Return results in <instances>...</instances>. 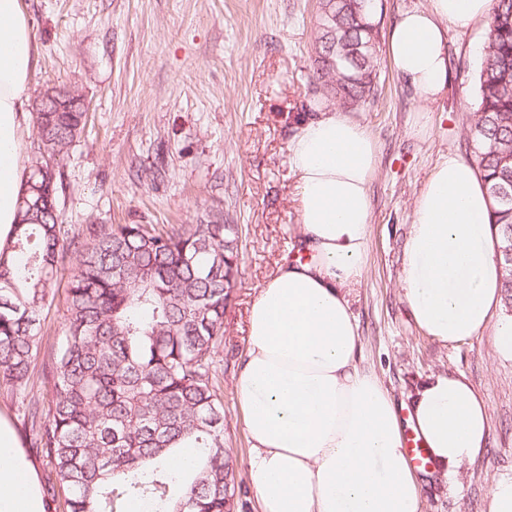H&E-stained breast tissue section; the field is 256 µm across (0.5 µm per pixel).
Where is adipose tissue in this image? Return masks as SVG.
I'll list each match as a JSON object with an SVG mask.
<instances>
[{
  "mask_svg": "<svg viewBox=\"0 0 512 512\" xmlns=\"http://www.w3.org/2000/svg\"><path fill=\"white\" fill-rule=\"evenodd\" d=\"M491 13L492 0H429L400 14L389 50L421 104L446 86L449 28L469 29ZM36 62L20 0H0V246L18 222L19 146ZM288 150L298 253L253 299L236 377L258 510L421 512L424 479L404 448V423L422 437L434 477L453 478L486 446L487 404L465 378L439 374L421 381L402 411L377 375L360 367L350 289L368 263L377 145L360 121L326 109L302 118ZM489 211L473 168L442 156L414 201L401 281L427 336L454 344L488 330L497 352L512 359V316H496L501 268ZM18 448L0 417V512H43Z\"/></svg>",
  "mask_w": 512,
  "mask_h": 512,
  "instance_id": "adipose-tissue-1",
  "label": "adipose tissue"
}]
</instances>
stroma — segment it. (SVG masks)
<instances>
[{
	"label": "stroma",
	"mask_w": 512,
	"mask_h": 512,
	"mask_svg": "<svg viewBox=\"0 0 512 512\" xmlns=\"http://www.w3.org/2000/svg\"><path fill=\"white\" fill-rule=\"evenodd\" d=\"M428 0H377L379 92L352 109L379 147L371 182L370 251L351 291L360 364L399 403L431 374L465 376L489 412L488 446L454 484L426 483L422 512H486L491 484L512 477V359L489 333L455 344L415 324L401 285L412 208L436 163L473 161L465 129L478 106V47L487 27L448 31V85L420 106L392 67L388 35L399 14ZM35 36L30 97L76 91L89 122L57 159L68 235L92 224H193L220 209L240 227L243 260L224 315L218 356L224 445L240 486L233 512H257L235 389L245 315L277 263L292 257L298 217L288 142L312 101L317 0H21ZM428 128H413L419 112Z\"/></svg>",
	"instance_id": "stroma-1"
}]
</instances>
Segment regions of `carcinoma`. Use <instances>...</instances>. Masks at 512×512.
I'll return each instance as SVG.
<instances>
[{
	"instance_id": "cac0c4a2",
	"label": "carcinoma",
	"mask_w": 512,
	"mask_h": 512,
	"mask_svg": "<svg viewBox=\"0 0 512 512\" xmlns=\"http://www.w3.org/2000/svg\"><path fill=\"white\" fill-rule=\"evenodd\" d=\"M374 0H319L314 78L345 107L378 91ZM467 137L491 199L496 243L512 235V0H494ZM85 112H37V143L20 196V222L0 249V387L47 459L46 504L63 512H231L236 481L224 447L215 355L240 264L239 225L217 209L197 224L92 225L85 239L59 224L63 173L50 163L79 137ZM76 254L66 334L37 363V324L57 273ZM504 307L512 266L498 257ZM41 365L50 398L31 394ZM190 459L174 465L183 455Z\"/></svg>"
}]
</instances>
